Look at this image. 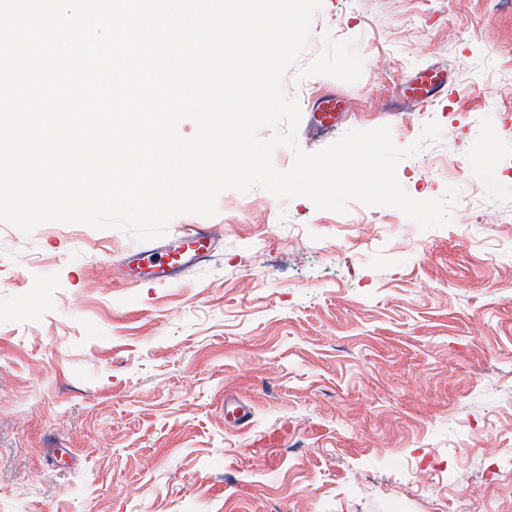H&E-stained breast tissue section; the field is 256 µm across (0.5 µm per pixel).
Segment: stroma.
Returning <instances> with one entry per match:
<instances>
[{"label":"stroma","mask_w":512,"mask_h":512,"mask_svg":"<svg viewBox=\"0 0 512 512\" xmlns=\"http://www.w3.org/2000/svg\"><path fill=\"white\" fill-rule=\"evenodd\" d=\"M283 85L346 100L309 153L438 122L397 178L451 224L227 190L169 225L213 256L133 286L129 232L0 222V512H512V0H322ZM446 80L442 71L428 67L415 75L405 92L413 101L424 103L438 98L439 94L448 87Z\"/></svg>","instance_id":"stroma-1"}]
</instances>
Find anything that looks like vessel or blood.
<instances>
[{
    "label": "vessel or blood",
    "instance_id": "1",
    "mask_svg": "<svg viewBox=\"0 0 512 512\" xmlns=\"http://www.w3.org/2000/svg\"><path fill=\"white\" fill-rule=\"evenodd\" d=\"M446 86L445 74L429 67L415 75L406 88V94L413 101L424 103L438 98ZM344 109V98L329 93L314 103L311 119L317 126L329 129L335 127ZM215 248L216 243L210 235L192 226L175 232L164 243H146L124 253L119 270L123 278L132 281L146 278L162 285L208 259Z\"/></svg>",
    "mask_w": 512,
    "mask_h": 512
}]
</instances>
